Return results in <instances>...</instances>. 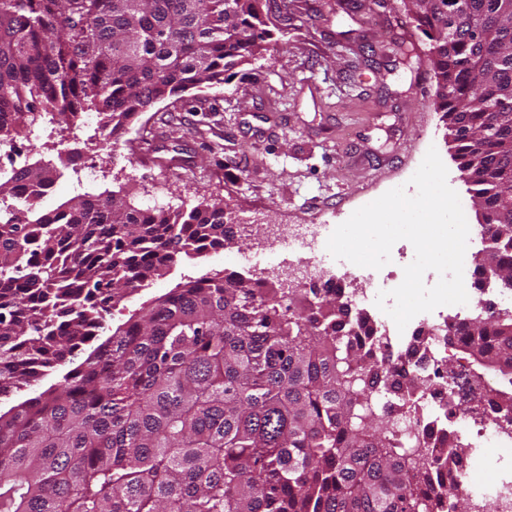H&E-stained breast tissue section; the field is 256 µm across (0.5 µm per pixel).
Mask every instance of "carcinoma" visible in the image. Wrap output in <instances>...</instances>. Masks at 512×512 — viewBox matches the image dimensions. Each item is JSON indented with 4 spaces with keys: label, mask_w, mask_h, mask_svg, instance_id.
Segmentation results:
<instances>
[{
    "label": "carcinoma",
    "mask_w": 512,
    "mask_h": 512,
    "mask_svg": "<svg viewBox=\"0 0 512 512\" xmlns=\"http://www.w3.org/2000/svg\"><path fill=\"white\" fill-rule=\"evenodd\" d=\"M402 0L429 41L453 158L512 275V0ZM283 0H0V135L43 109L124 129L268 50ZM482 28L479 39L473 27ZM40 165L0 217V395L37 384L105 315L183 255L237 240L226 204L135 208L118 192L37 207ZM341 291L203 276L152 300L61 380L0 413V512H459L435 460L397 446L368 399L394 374ZM467 354L512 386V314L465 324ZM496 410L512 391L494 387Z\"/></svg>",
    "instance_id": "1"
}]
</instances>
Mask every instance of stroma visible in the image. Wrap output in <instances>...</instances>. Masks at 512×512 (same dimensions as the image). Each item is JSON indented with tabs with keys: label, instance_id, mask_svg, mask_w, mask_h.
<instances>
[{
	"label": "stroma",
	"instance_id": "stroma-1",
	"mask_svg": "<svg viewBox=\"0 0 512 512\" xmlns=\"http://www.w3.org/2000/svg\"><path fill=\"white\" fill-rule=\"evenodd\" d=\"M267 52L225 83L191 88L140 114L119 158L99 152L103 177L86 192L126 190L135 207L176 209L208 196L242 224H324L407 184L436 147L468 224L480 231L452 157L427 60L429 44L401 0H288ZM412 43L405 66L396 52ZM19 150L57 160L77 147L44 128L16 136ZM242 245L184 257L106 315V339L150 302L202 276H252Z\"/></svg>",
	"mask_w": 512,
	"mask_h": 512
}]
</instances>
